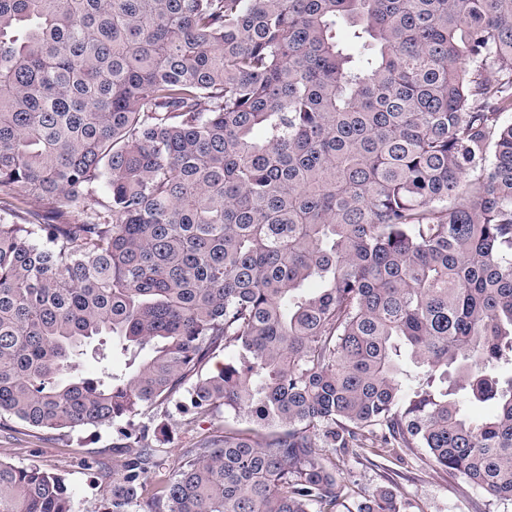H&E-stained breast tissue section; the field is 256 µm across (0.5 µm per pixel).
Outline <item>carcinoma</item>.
<instances>
[{
  "instance_id": "1",
  "label": "carcinoma",
  "mask_w": 512,
  "mask_h": 512,
  "mask_svg": "<svg viewBox=\"0 0 512 512\" xmlns=\"http://www.w3.org/2000/svg\"><path fill=\"white\" fill-rule=\"evenodd\" d=\"M511 112L512 0H0V429L112 427L96 512H409L338 454L512 503ZM169 412L170 416L167 418L169 427L172 431L171 433V448L168 450L170 451V458L169 460H175L179 455H181L185 450L191 448V443L188 438H185L182 434V428H181V417L175 412V409L172 405H169Z\"/></svg>"
}]
</instances>
